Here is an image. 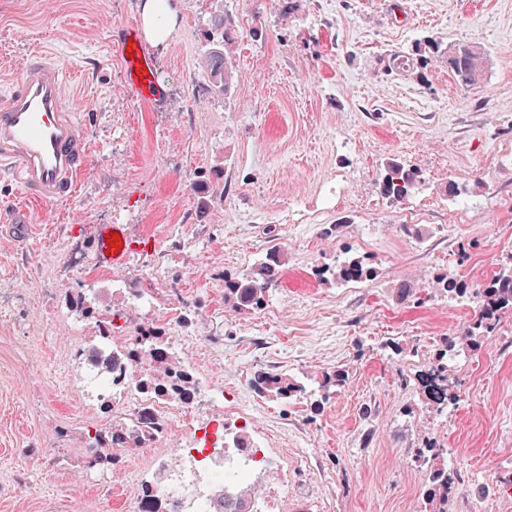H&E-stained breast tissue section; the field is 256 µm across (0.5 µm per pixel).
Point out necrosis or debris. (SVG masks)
Wrapping results in <instances>:
<instances>
[{
	"mask_svg": "<svg viewBox=\"0 0 512 512\" xmlns=\"http://www.w3.org/2000/svg\"><path fill=\"white\" fill-rule=\"evenodd\" d=\"M149 373L147 364L129 360L96 375L98 400L123 402L130 421L139 425L150 441L176 429L182 433L178 461L163 458L155 463L157 471L169 475V482L149 484L137 500V512H155L161 500L166 501L168 512H217L212 491L233 494L253 473L273 467L266 449L245 453L225 447L223 417L195 427L193 398L174 393L157 397L142 390L139 381Z\"/></svg>",
	"mask_w": 512,
	"mask_h": 512,
	"instance_id": "necrosis-or-debris-1",
	"label": "necrosis or debris"
}]
</instances>
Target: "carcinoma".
I'll return each mask as SVG.
<instances>
[{"label":"carcinoma","instance_id":"1","mask_svg":"<svg viewBox=\"0 0 512 512\" xmlns=\"http://www.w3.org/2000/svg\"><path fill=\"white\" fill-rule=\"evenodd\" d=\"M207 26L219 32L220 37L208 41L201 56V70L209 91L225 96L231 89L234 77L235 29L232 19L222 11L213 13ZM431 54L444 58L448 64V73L462 87H471L483 76L487 63V54L480 48L467 44L431 43ZM419 175L416 171L406 169L398 164H390L382 182L385 195L396 200L409 197L417 189ZM285 265L282 251H268L250 272L243 277L224 278V300L239 309H257L263 306L267 293L279 279L281 268ZM373 270L358 257L344 261L330 272L336 281L358 282L370 278ZM437 287L450 295L463 296L471 288L470 283L457 274L445 273L436 280ZM478 298V310L472 325L455 337H444L440 342L439 363L432 365L426 374L427 394L430 400L441 410L455 401V396L448 395V375L442 360L460 348L473 346L474 337L494 332L500 321L501 314L512 310V268L502 269L485 280L475 289ZM159 338H147L143 333L135 338V343L127 348V353L135 359L155 360L157 365L153 375L142 387L149 391L167 390L183 392L194 385L192 375L183 371L180 377L173 379V372L179 370L182 361L175 356L165 357L158 353ZM347 380L343 371H335L322 375L318 388L322 398L327 399ZM251 389L258 395L275 400L287 401L307 391L302 383L284 373L268 371L256 372L250 380ZM143 445L139 429L128 424L112 428L113 448H124ZM452 492L451 479L448 471H439L433 476V486L427 493L430 504L429 512H445L448 508V496ZM261 498V485H242L233 495L226 496L220 504V512H258Z\"/></svg>","mask_w":512,"mask_h":512}]
</instances>
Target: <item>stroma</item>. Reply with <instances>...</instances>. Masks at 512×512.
<instances>
[{"label": "stroma", "mask_w": 512, "mask_h": 512, "mask_svg": "<svg viewBox=\"0 0 512 512\" xmlns=\"http://www.w3.org/2000/svg\"><path fill=\"white\" fill-rule=\"evenodd\" d=\"M171 2L175 28L150 50L155 109L128 86L119 50L140 0H0V101L30 52L47 50L91 144L64 200L24 195L0 171V286L13 291L0 304V512H136L152 456L174 454L173 433L117 449L112 468L89 465L96 430L118 417L96 405L74 348L118 319L182 338L181 361L224 392L227 434L246 432L275 459L265 492L280 512H425L435 468L455 482L448 512H512V311L449 359L446 412L417 380L477 309L474 294L448 296L436 277L477 286L512 261V0ZM219 9L238 32L225 97L199 69ZM432 40L485 50L478 84L456 85ZM397 55L409 66L390 68ZM391 163L421 177L405 200L382 192ZM18 205L31 217L20 230ZM408 215L425 240L402 233ZM100 224L129 225L124 269L96 263ZM273 246L286 263L264 305L234 310L225 278ZM349 256L372 278L320 277ZM148 285L154 308L132 306ZM81 293L93 317L72 311ZM260 370L348 379L331 398L279 402L251 390ZM427 435L436 446L412 466Z\"/></svg>", "instance_id": "stroma-1"}]
</instances>
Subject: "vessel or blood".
<instances>
[{"label": "vessel or blood", "mask_w": 512, "mask_h": 512, "mask_svg": "<svg viewBox=\"0 0 512 512\" xmlns=\"http://www.w3.org/2000/svg\"><path fill=\"white\" fill-rule=\"evenodd\" d=\"M120 48L128 84L141 100L156 103L154 59L131 33ZM65 78L56 60L33 52L9 98L0 103V170L10 172L22 186L50 201L73 195L90 155L87 127L63 99ZM114 233L121 239L117 248L109 244ZM131 250L126 225H99L95 259L100 266L124 268Z\"/></svg>", "instance_id": "b4317fda"}]
</instances>
